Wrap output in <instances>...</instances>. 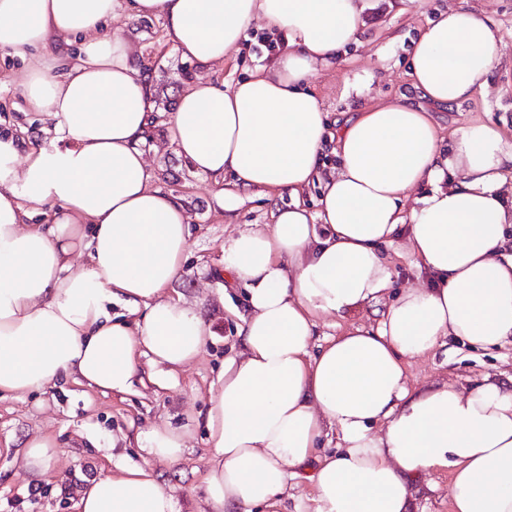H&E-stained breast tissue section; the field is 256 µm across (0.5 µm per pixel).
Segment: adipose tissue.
Segmentation results:
<instances>
[{"mask_svg": "<svg viewBox=\"0 0 512 512\" xmlns=\"http://www.w3.org/2000/svg\"><path fill=\"white\" fill-rule=\"evenodd\" d=\"M365 9V0H0V53L26 61L23 95L57 133L48 144L0 134V393L68 377L122 393L139 356L175 369L201 352L208 327L168 294L185 273L189 215L150 183L141 144L154 125L151 84L110 23L119 11L161 18L171 48L203 67L237 53L257 27L283 37L280 53L229 87L190 83L169 123L221 210L236 212L252 193L290 198L267 227L224 241V271L244 287L246 308L241 348L209 399L207 502L214 512L272 508L305 473L313 512H410L418 478L445 468L450 512H512V383L486 374L415 388L404 366L449 337L512 344L503 190L512 139L476 123L445 143L432 116L488 86L498 32L473 11L439 12L412 43L413 95L363 108L335 132L308 85L358 43ZM313 184L322 187L314 211L302 199ZM77 253L87 256L79 267ZM394 255L427 284L390 295ZM377 305L375 325L316 344L322 318ZM183 437L153 428L138 442L174 462ZM79 507L179 512L142 468L91 480Z\"/></svg>", "mask_w": 512, "mask_h": 512, "instance_id": "obj_1", "label": "adipose tissue"}]
</instances>
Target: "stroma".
I'll use <instances>...</instances> for the list:
<instances>
[{"label":"stroma","mask_w":512,"mask_h":512,"mask_svg":"<svg viewBox=\"0 0 512 512\" xmlns=\"http://www.w3.org/2000/svg\"><path fill=\"white\" fill-rule=\"evenodd\" d=\"M458 6L477 12L497 30L499 65L487 90L435 112L440 134L447 140L459 126L492 122L511 137L512 0H410L404 11L396 0H367L360 45L350 48L345 62L317 71L310 82L331 119L340 123L364 104L410 93L412 40L438 11ZM111 28L131 38L156 89L184 88L186 71L226 87L248 76L259 62L247 49L212 69L197 66L171 51L159 18L146 29L120 13L113 17ZM24 70V62L0 54V132L50 141L40 115L22 96ZM170 118V113L159 112L144 144L153 186L181 199L190 216L185 274L170 294L194 308L213 334L197 358L175 370L142 362L141 380L129 393H103L67 378L24 397L1 395L0 512H79L80 491L87 480L133 466L151 471L169 488L181 512H212L204 495L211 453L206 411L225 353L240 345L238 321L231 310L245 306L244 289L225 287L218 276L224 267V240L244 225L268 224L271 203L253 195L236 215L216 209L211 180L192 171L171 141ZM405 369L415 387L447 379L462 383L486 373L504 379L512 375V346L481 350L452 339L426 355L406 358ZM165 425L187 428L183 453L175 462L149 455L137 442L139 432ZM35 436L56 444L37 481L30 479L23 461V446ZM418 485L413 512H448V470L428 471Z\"/></svg>","instance_id":"obj_1"}]
</instances>
